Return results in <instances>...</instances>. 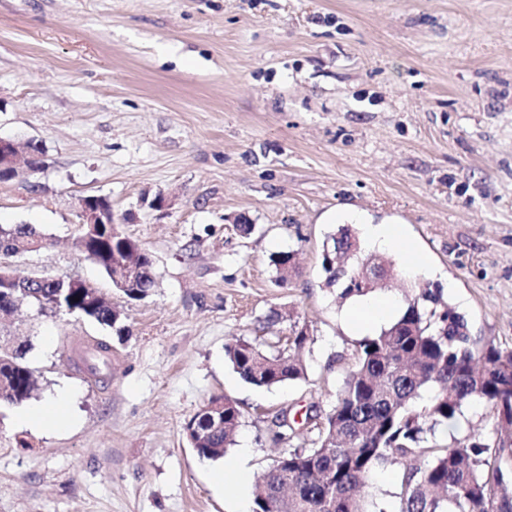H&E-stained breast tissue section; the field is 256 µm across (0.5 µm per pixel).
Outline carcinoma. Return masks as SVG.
Here are the masks:
<instances>
[{"label":"carcinoma","instance_id":"cac0c4a2","mask_svg":"<svg viewBox=\"0 0 512 512\" xmlns=\"http://www.w3.org/2000/svg\"><path fill=\"white\" fill-rule=\"evenodd\" d=\"M47 244V236L30 224L0 225V258L14 256L24 242ZM83 254L107 277L115 267L131 264L132 288L120 296L133 301L156 286L152 256L112 227H103ZM275 281L284 286L298 273L291 252L273 256ZM325 286L340 289L339 298L361 296L387 285L392 261L361 255L352 225L342 224L323 243ZM403 314L379 334L360 341L354 367L336 400L316 425L313 448H286L257 478L252 512H368L364 489L382 463L422 461L404 473L396 512H512V349L481 343L467 319L437 288L412 287ZM89 285L68 278L18 279L15 300L0 294V316L27 299L40 310H86L102 326L117 314L112 300ZM307 327L294 322L286 343L263 348L245 337L225 344V356L245 382L271 388L305 378L301 353ZM28 343L0 347V405H21L33 397L34 371L26 360ZM478 399L494 414L493 435L473 432L450 444L433 441L437 426L456 420L463 407ZM224 402V428L205 430L206 416L191 423L199 430L191 443L198 456L217 461L235 441L242 412L231 398Z\"/></svg>","mask_w":512,"mask_h":512}]
</instances>
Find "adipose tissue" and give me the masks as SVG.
<instances>
[{
    "instance_id": "adipose-tissue-1",
    "label": "adipose tissue",
    "mask_w": 512,
    "mask_h": 512,
    "mask_svg": "<svg viewBox=\"0 0 512 512\" xmlns=\"http://www.w3.org/2000/svg\"><path fill=\"white\" fill-rule=\"evenodd\" d=\"M331 224H357L364 243L373 249L398 253L406 271L431 274L428 257L413 245L407 244L401 225L391 220L375 221L366 212L351 206L336 208L327 217ZM398 301L389 294L356 296L350 299L344 317L350 327L363 333L376 331L397 312Z\"/></svg>"
}]
</instances>
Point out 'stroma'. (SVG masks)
I'll return each instance as SVG.
<instances>
[{
  "label": "stroma",
  "instance_id": "stroma-1",
  "mask_svg": "<svg viewBox=\"0 0 512 512\" xmlns=\"http://www.w3.org/2000/svg\"><path fill=\"white\" fill-rule=\"evenodd\" d=\"M0 138L43 150L0 183V224L49 239L21 270L116 298L76 246L75 201L100 195L157 278L145 300L116 298L117 331L28 302L6 321L32 344L36 401L67 391L71 417L26 428L0 407V512H230L222 461L183 434L214 395L240 404L226 455L249 446V480L310 446L362 339L324 286L340 205L400 222L428 285L512 347V0H0ZM283 251L299 270L281 287ZM272 309L307 325L306 377L258 388L224 346L287 336L261 329ZM492 428L473 402L435 440Z\"/></svg>",
  "mask_w": 512,
  "mask_h": 512
}]
</instances>
